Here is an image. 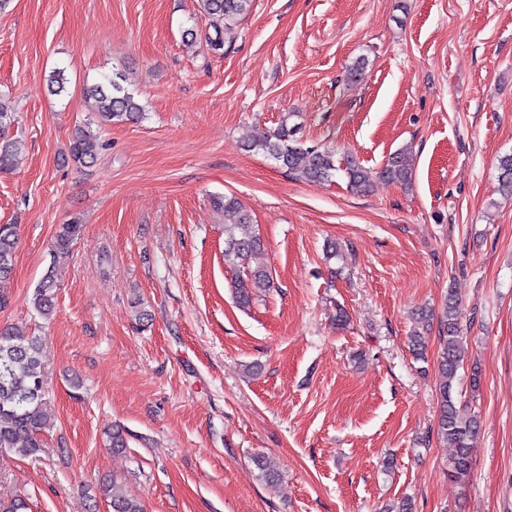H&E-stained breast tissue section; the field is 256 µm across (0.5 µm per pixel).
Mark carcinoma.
Returning <instances> with one entry per match:
<instances>
[{
	"label": "carcinoma",
	"instance_id": "1",
	"mask_svg": "<svg viewBox=\"0 0 512 512\" xmlns=\"http://www.w3.org/2000/svg\"><path fill=\"white\" fill-rule=\"evenodd\" d=\"M204 11L211 17L214 36L207 46L214 51L224 48L223 29L237 23L251 9L252 0H202ZM125 75L114 72L100 82L85 87V94L96 103V109L105 122L129 121L145 112L134 93L124 86ZM15 121L14 112L0 102V172L16 165L20 142L5 136ZM249 149H260L277 161L288 174L308 182L329 181L342 172L351 190L362 191L374 175L395 183H406L411 178L409 161L404 152L391 155L377 172L363 167L354 159H337L328 148L308 147L295 137L294 129L283 118L279 127L255 142ZM99 140L83 127L75 130L70 142V159L81 167H89L98 157ZM500 185L512 190V155L499 162ZM224 210V263L241 272L236 285V297L247 304L252 297L270 287V277L261 267L251 265L252 256L261 249V239L253 231L250 214L234 196L218 202ZM84 225L74 219L59 225L51 248L54 252H68L81 237ZM18 248L17 226L0 224V282L8 279L14 267ZM54 270L49 269L36 286L32 308L41 316L50 317L55 309ZM459 306L453 294H448L439 324L440 352L437 360L439 382L438 438L453 448L452 476L461 479L468 475L472 465L473 441L479 430L475 414L463 411L455 397L458 373L463 367V336H461ZM421 330L411 334V345L416 355L423 354L424 332L430 330L431 316L419 318ZM46 342L41 336L30 335L15 326L0 328V453L20 457H34L43 447L41 433L47 427L45 409L49 392L45 384ZM261 479L271 484L280 479V470L272 459L254 458ZM99 491L110 499L113 512H143L141 501L124 492L114 479L99 484Z\"/></svg>",
	"mask_w": 512,
	"mask_h": 512
}]
</instances>
